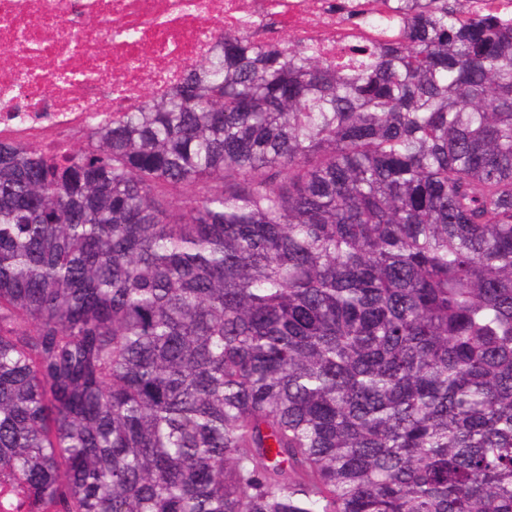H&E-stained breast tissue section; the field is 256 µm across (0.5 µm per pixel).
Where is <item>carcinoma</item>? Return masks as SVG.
Wrapping results in <instances>:
<instances>
[{
    "label": "carcinoma",
    "mask_w": 512,
    "mask_h": 512,
    "mask_svg": "<svg viewBox=\"0 0 512 512\" xmlns=\"http://www.w3.org/2000/svg\"><path fill=\"white\" fill-rule=\"evenodd\" d=\"M384 2L0 144V512H512V20Z\"/></svg>",
    "instance_id": "carcinoma-1"
}]
</instances>
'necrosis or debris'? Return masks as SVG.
<instances>
[{"mask_svg":"<svg viewBox=\"0 0 512 512\" xmlns=\"http://www.w3.org/2000/svg\"><path fill=\"white\" fill-rule=\"evenodd\" d=\"M382 0H0V141L53 158L171 91L221 37L299 41L323 58L393 37Z\"/></svg>","mask_w":512,"mask_h":512,"instance_id":"necrosis-or-debris-1","label":"necrosis or debris"}]
</instances>
